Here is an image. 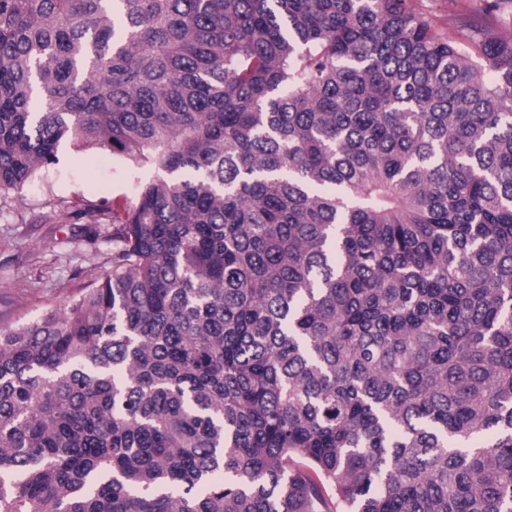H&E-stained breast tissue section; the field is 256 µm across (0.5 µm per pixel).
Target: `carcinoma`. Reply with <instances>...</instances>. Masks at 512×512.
I'll use <instances>...</instances> for the list:
<instances>
[{"label":"carcinoma","mask_w":512,"mask_h":512,"mask_svg":"<svg viewBox=\"0 0 512 512\" xmlns=\"http://www.w3.org/2000/svg\"><path fill=\"white\" fill-rule=\"evenodd\" d=\"M0 0V192L157 175L0 328V512H512V23Z\"/></svg>","instance_id":"obj_1"}]
</instances>
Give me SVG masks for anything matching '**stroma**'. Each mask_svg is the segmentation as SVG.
I'll return each mask as SVG.
<instances>
[{
	"instance_id": "1",
	"label": "stroma",
	"mask_w": 512,
	"mask_h": 512,
	"mask_svg": "<svg viewBox=\"0 0 512 512\" xmlns=\"http://www.w3.org/2000/svg\"><path fill=\"white\" fill-rule=\"evenodd\" d=\"M155 175L103 150L64 146L58 164L41 172L22 193L0 194V327L37 319L98 276L108 250L110 224L86 219L55 224L57 206L99 208L132 200Z\"/></svg>"
}]
</instances>
